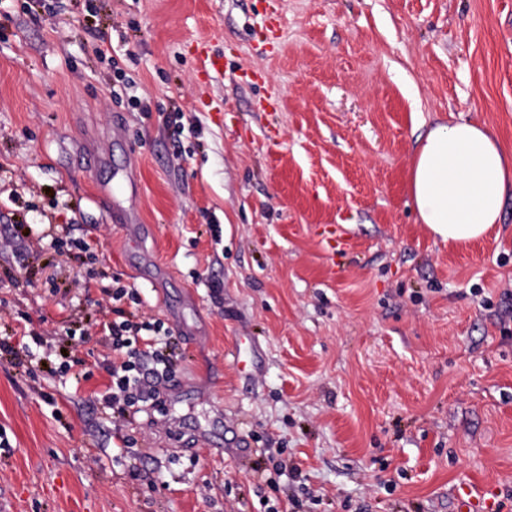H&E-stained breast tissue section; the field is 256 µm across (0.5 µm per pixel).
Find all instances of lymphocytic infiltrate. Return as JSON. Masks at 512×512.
<instances>
[{
	"label": "lymphocytic infiltrate",
	"mask_w": 512,
	"mask_h": 512,
	"mask_svg": "<svg viewBox=\"0 0 512 512\" xmlns=\"http://www.w3.org/2000/svg\"><path fill=\"white\" fill-rule=\"evenodd\" d=\"M106 271H98L95 283L112 302V321L104 323L103 331L110 340L112 365L108 369L111 382L101 396L103 404L113 412L157 402L159 387L167 380L170 362L165 354L171 336L163 322L142 319L126 311L125 303L141 305L137 289L123 285H106Z\"/></svg>",
	"instance_id": "lymphocytic-infiltrate-1"
}]
</instances>
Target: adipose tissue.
<instances>
[{
    "label": "adipose tissue",
    "mask_w": 512,
    "mask_h": 512,
    "mask_svg": "<svg viewBox=\"0 0 512 512\" xmlns=\"http://www.w3.org/2000/svg\"><path fill=\"white\" fill-rule=\"evenodd\" d=\"M410 192L421 223L436 237L477 240L499 223L512 194V157L483 125H436L414 152Z\"/></svg>",
    "instance_id": "obj_1"
}]
</instances>
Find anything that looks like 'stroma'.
<instances>
[{"mask_svg": "<svg viewBox=\"0 0 512 512\" xmlns=\"http://www.w3.org/2000/svg\"><path fill=\"white\" fill-rule=\"evenodd\" d=\"M463 121L512 153V0H0V337L32 354L0 353V512L503 501L512 196L468 244L410 196ZM104 265L180 340L120 417Z\"/></svg>", "mask_w": 512, "mask_h": 512, "instance_id": "35a3bbf8", "label": "stroma"}]
</instances>
